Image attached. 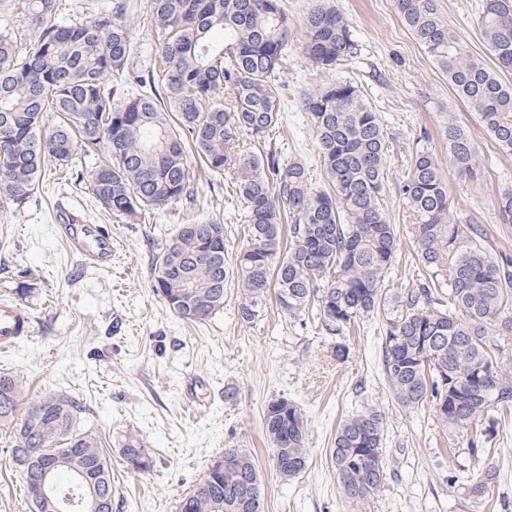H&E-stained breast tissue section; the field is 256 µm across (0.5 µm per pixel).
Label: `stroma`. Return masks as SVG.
<instances>
[{
  "instance_id": "stroma-1",
  "label": "stroma",
  "mask_w": 512,
  "mask_h": 512,
  "mask_svg": "<svg viewBox=\"0 0 512 512\" xmlns=\"http://www.w3.org/2000/svg\"><path fill=\"white\" fill-rule=\"evenodd\" d=\"M132 32L129 67L148 74L160 50L148 0H123ZM481 0H437L443 20L485 64L493 58L476 24ZM360 45L337 76L358 84L379 112L388 144L385 210L395 228L388 281L416 286L420 277L413 217L399 192L420 132L436 156L459 213L482 225L492 253L512 256V224L502 223L497 198L512 189V155L500 153L476 113L458 98L444 71L404 27L394 0H335ZM324 79L289 48L281 92L288 109L256 154L276 151L282 163H304L313 188L328 189L315 138L300 99ZM470 132L484 165L477 182L461 180L448 160L444 127ZM103 156L74 155L67 170L46 174L38 191L16 208L0 204V300L24 308L31 336L0 349V373L24 377L28 396L66 393L86 408L84 427L102 435L112 455V512H178L181 498L225 449L253 456L262 480L263 512H512V413L498 424L481 467L497 478L483 497L448 478L471 466L470 435L444 427L430 407L408 409L393 399L383 373L385 311L367 316L344 336L327 335L308 316L269 303L246 323L238 316L235 279L224 284V308L207 321L177 317L155 292L152 257L178 225L195 218L224 226V261L235 265L244 226L228 193V175L197 171L196 205L143 209L132 218L96 207L83 181ZM112 235V265H85L60 227L61 207ZM344 358H337V348ZM285 398L307 423V465L278 472L264 432V412ZM384 417V487L354 506L338 489L330 450L339 424L365 409ZM149 448L152 465L127 469L121 449L129 436ZM0 430V512H31L24 483Z\"/></svg>"
}]
</instances>
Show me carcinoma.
Returning a JSON list of instances; mask_svg holds the SVG:
<instances>
[{
	"label": "carcinoma",
	"instance_id": "obj_1",
	"mask_svg": "<svg viewBox=\"0 0 512 512\" xmlns=\"http://www.w3.org/2000/svg\"><path fill=\"white\" fill-rule=\"evenodd\" d=\"M416 42L446 73L455 94L506 155H512V0H483L477 26L495 68L474 56L439 14L436 0H395ZM35 32L21 43L0 35V200L24 205L51 165L77 152L105 151L91 168L88 188L107 213L133 217L182 200L196 201L192 163L235 176L232 192L247 224L236 257L240 318L251 323L270 298L293 317L312 314L336 336L393 299L387 318L383 372L395 402L430 406L446 427L473 432L469 452L479 459L498 425L494 412L512 409V373L501 369L499 337L512 336V259L491 256L478 224L453 215L454 203L437 158L421 143L399 185L415 217L419 285L390 292L386 278L395 229L383 207L387 141L379 113L358 86L335 78L304 94L302 109L332 191H314L301 162L257 155L246 138L269 135L284 111L278 78L293 31L281 0H150L164 62L151 91L114 100L112 79L126 77L131 32L124 6H102L90 21L62 24L56 0H22ZM297 48L311 66L330 72L355 59L358 40L331 0H311ZM221 29L224 40L210 32ZM56 113L47 125L46 114ZM445 139L459 178L474 180L482 162L469 131L450 120ZM499 215L512 224V189L500 193ZM291 219V243L281 250V224ZM214 220L179 225L153 257L154 288L180 318L199 323L224 309V237ZM209 266L199 269L202 254ZM22 380L0 374V426L10 429L12 462L25 484L38 479L36 460L58 448L75 452L57 476L81 471L83 493L112 512V458L103 441L80 427L81 406L70 395L47 393L21 403ZM264 428L283 470L307 463L306 423L293 403L268 404ZM383 417L373 409L339 425L331 461L342 496L358 506L386 480ZM235 463L203 475L179 512H262L259 471L250 454L230 449ZM122 458L150 469L148 449L130 437ZM489 468L467 476L468 493L484 494Z\"/></svg>",
	"mask_w": 512,
	"mask_h": 512
}]
</instances>
